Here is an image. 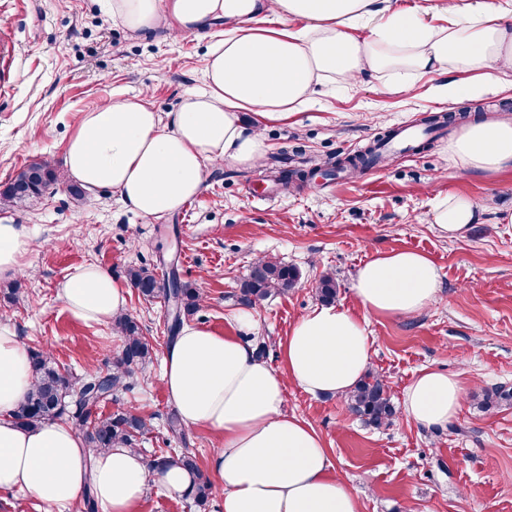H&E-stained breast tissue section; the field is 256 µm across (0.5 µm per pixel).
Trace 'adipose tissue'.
Returning a JSON list of instances; mask_svg holds the SVG:
<instances>
[{"instance_id":"adipose-tissue-1","label":"adipose tissue","mask_w":512,"mask_h":512,"mask_svg":"<svg viewBox=\"0 0 512 512\" xmlns=\"http://www.w3.org/2000/svg\"><path fill=\"white\" fill-rule=\"evenodd\" d=\"M448 23L427 22L426 9L391 12L378 0H109L115 20L132 31L172 21L178 32L200 34L215 21L226 29L211 46L207 88L185 94L169 121L143 98L88 112L65 149L68 176L86 190L109 188L143 216H163L197 196L205 165H255L265 154L263 123L300 114L321 79L355 85L367 74L399 73L391 90L409 94L405 74L453 75L446 96L473 97L500 86L512 70V0H442ZM298 18L305 29L267 27L269 16ZM250 112L257 124H242ZM456 170L486 175L512 170V121L474 118L448 147ZM481 208L465 197L438 199L432 222L454 239L477 223ZM27 232L0 223V278L26 267ZM440 275L416 251L376 253L355 274L361 314L320 306L291 327L281 345L282 368L258 360L251 311L236 317L237 335L221 336L187 323L166 349L161 379L186 427L221 439L210 460L224 512H361L357 493L333 472L319 434L285 412L287 383L313 394L350 393L371 360L368 317L408 316L431 305ZM66 310L85 322L124 314L128 290L87 264L57 285ZM32 384L28 351L0 325V490L21 489L49 512H74L93 489L101 512H135L150 487L170 495L191 490L196 476L181 466L150 468L133 448L89 454L71 426L18 428L12 414ZM462 399L459 378L422 369L402 404L415 423L443 426Z\"/></svg>"}]
</instances>
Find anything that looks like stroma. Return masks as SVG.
Instances as JSON below:
<instances>
[{"instance_id": "1", "label": "stroma", "mask_w": 512, "mask_h": 512, "mask_svg": "<svg viewBox=\"0 0 512 512\" xmlns=\"http://www.w3.org/2000/svg\"><path fill=\"white\" fill-rule=\"evenodd\" d=\"M0 37V185L33 161L63 169L68 137L102 104L142 94L160 117L177 111L186 92L203 89L213 42L195 34L174 39L162 29L130 32L109 14L107 0H26L21 8H0ZM391 80L385 74L354 86L320 85L303 113L265 125L267 150L258 165L207 166L203 191L160 219L129 210L108 189L81 201L61 186L32 207L0 206V219L24 225L30 239L20 293L13 303L0 298V323L26 347L50 350L77 381L87 370L107 369L121 340L112 324L84 323L59 300L58 283L76 268L93 263L122 282L133 267H149L161 279L177 272L204 296L193 322L233 336L240 284L254 261L271 259L300 273L288 293L252 307V341L265 345L266 362L278 368L291 326L320 304L323 274L336 278L337 304L355 312L359 266L379 251L423 252L439 270L437 300L415 315L373 317L367 325L370 368L398 406L392 425L367 426L344 398L294 385L284 410L322 437L362 512H512V408L477 406L484 392L512 388V224L498 221L512 209V170L489 178L456 171L447 132L363 173L322 174L402 123L474 110L512 115V72L501 88L454 104L434 94L448 75L412 77L408 97L390 93ZM445 195L484 209L464 237H442L432 222L433 206ZM127 311L151 341L154 361L132 391L102 404L101 413L120 406L150 419L153 429L140 445L146 460L183 452L209 471L216 435L167 429L175 409L161 383L169 344L163 298L130 292ZM423 368L463 383L461 408L446 426L422 427L400 409ZM223 501L215 489L200 507L154 486L136 512H223Z\"/></svg>"}]
</instances>
